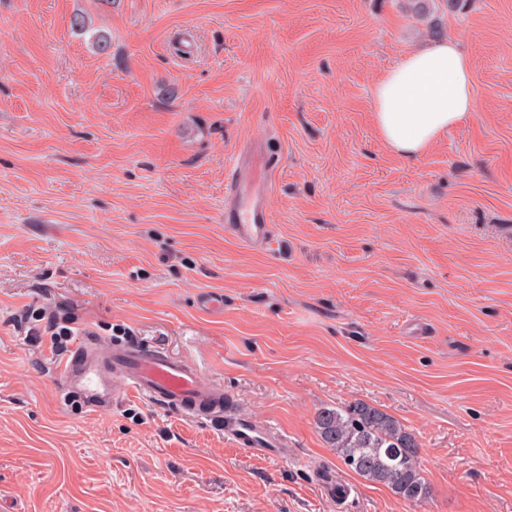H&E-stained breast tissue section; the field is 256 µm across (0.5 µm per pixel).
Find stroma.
<instances>
[{
  "label": "stroma",
  "mask_w": 512,
  "mask_h": 512,
  "mask_svg": "<svg viewBox=\"0 0 512 512\" xmlns=\"http://www.w3.org/2000/svg\"><path fill=\"white\" fill-rule=\"evenodd\" d=\"M84 13L112 43L71 29ZM475 111L423 156L372 93L425 40L405 0H0V505L7 512H512V0L441 16ZM273 147L272 238L224 227L238 147ZM224 297L206 312L203 294ZM187 359L288 460L131 396L64 401L20 317ZM421 444L411 505L340 467L316 411ZM350 488L321 487V466Z\"/></svg>",
  "instance_id": "35a3bbf8"
}]
</instances>
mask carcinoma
I'll use <instances>...</instances> for the list:
<instances>
[{"instance_id": "obj_1", "label": "carcinoma", "mask_w": 512, "mask_h": 512, "mask_svg": "<svg viewBox=\"0 0 512 512\" xmlns=\"http://www.w3.org/2000/svg\"><path fill=\"white\" fill-rule=\"evenodd\" d=\"M450 13L462 11L468 0H409L415 18L425 24L426 34H443L436 2ZM314 425L338 461L364 479L383 484L411 503L429 497L420 466V443L398 419L365 401L322 407Z\"/></svg>"}]
</instances>
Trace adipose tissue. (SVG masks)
<instances>
[{
  "mask_svg": "<svg viewBox=\"0 0 512 512\" xmlns=\"http://www.w3.org/2000/svg\"><path fill=\"white\" fill-rule=\"evenodd\" d=\"M474 112L472 67L459 40L406 52L377 81L373 119L385 146L401 158L424 155Z\"/></svg>",
  "mask_w": 512,
  "mask_h": 512,
  "instance_id": "adipose-tissue-1",
  "label": "adipose tissue"
}]
</instances>
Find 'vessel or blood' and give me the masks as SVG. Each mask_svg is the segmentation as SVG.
<instances>
[{
  "label": "vessel or blood",
  "instance_id": "b4317fda",
  "mask_svg": "<svg viewBox=\"0 0 512 512\" xmlns=\"http://www.w3.org/2000/svg\"><path fill=\"white\" fill-rule=\"evenodd\" d=\"M273 185L267 147L240 146L224 184V223L243 243L258 245L271 236L269 197ZM61 390L91 409L120 405L137 395L163 409L217 424L236 446L280 459L291 450L285 435L232 415L224 391L203 378L193 364L132 341L103 346L89 338L61 363Z\"/></svg>",
  "mask_w": 512,
  "mask_h": 512
}]
</instances>
